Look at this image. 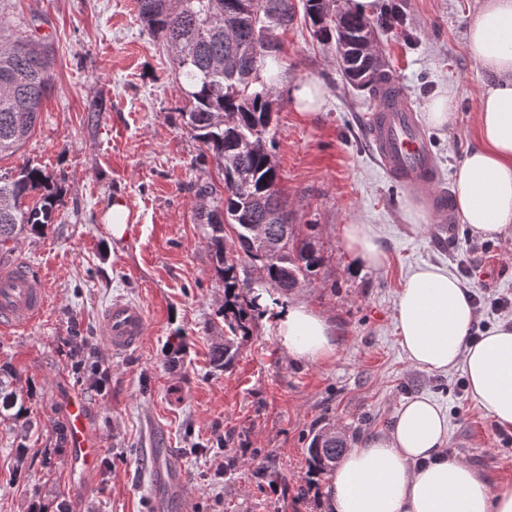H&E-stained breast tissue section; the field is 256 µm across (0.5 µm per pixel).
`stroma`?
Masks as SVG:
<instances>
[{"mask_svg": "<svg viewBox=\"0 0 512 512\" xmlns=\"http://www.w3.org/2000/svg\"><path fill=\"white\" fill-rule=\"evenodd\" d=\"M304 3L293 0L292 24L272 32L281 48L272 154L290 221L323 263L309 282L268 294L331 314L336 352L319 363L288 359L271 318L250 305L259 267L239 256L238 305L248 333L235 340L232 366L218 370L210 354L229 333L224 281L200 227L195 189L219 174L184 124L162 44L141 30L136 0H0L11 32L44 39L54 59L40 122L20 151L0 160V174L40 168L61 196L44 234L0 248V264L26 262L50 295L37 324L0 332V365L21 373L32 423L25 432L0 423V512H149L142 480L150 448L182 461L187 512H325L330 475L311 472L313 434L331 428L363 440L420 395L448 415L449 457L480 470L489 487L512 481V429L496 427L469 391L459 390L461 368L430 373L412 366L395 329L397 294L424 263L457 274L471 267L464 288L512 297V236L483 239L470 251L475 235L466 224L437 230L419 197L386 177L360 125L376 100L345 80L335 42L313 37ZM481 3L381 0L382 9L399 7L403 20L375 30V49L415 106L454 94L453 122L427 130L450 188L476 142L481 68L467 52L465 32ZM306 80L325 89L320 112L301 113L291 101V87ZM95 102L101 111H91ZM116 198L129 213L119 240L108 220ZM347 224L372 227L387 254L383 268L353 270L342 235ZM115 298L148 314L142 345L117 357L98 325ZM176 335L186 351L174 362L165 347ZM75 349L105 369V391H97L91 373L73 372ZM74 392L90 407V432L102 450L85 495L73 492L69 448L52 430Z\"/></svg>", "mask_w": 512, "mask_h": 512, "instance_id": "35a3bbf8", "label": "stroma"}]
</instances>
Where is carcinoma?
<instances>
[{
	"label": "carcinoma",
	"mask_w": 512,
	"mask_h": 512,
	"mask_svg": "<svg viewBox=\"0 0 512 512\" xmlns=\"http://www.w3.org/2000/svg\"><path fill=\"white\" fill-rule=\"evenodd\" d=\"M137 21L162 41L176 75L185 124L211 154L224 183L196 185L197 196L211 205L201 209L203 233L214 250L224 279V292L237 287L235 268L225 264L224 224L233 227L231 246L259 263L262 287L282 293L310 280L322 265L314 246L299 238L281 206L278 173L272 160V90L261 75L264 60L278 49L270 28L293 20L292 0H136ZM313 35L319 40L373 33L369 19L345 12L335 24L326 18L321 0H305ZM347 81L377 94L387 72L364 55L343 69ZM52 87L48 46L28 36L0 33V158L15 154L35 131L44 98ZM51 177L26 166L0 176V246L19 236L40 234L52 223L58 203ZM43 188L33 205L23 206L32 191ZM235 357L234 340L212 347L214 367H227ZM15 371L0 368V421L29 427L26 398ZM348 447L345 435L315 433L308 449L312 471L335 466Z\"/></svg>",
	"instance_id": "1"
}]
</instances>
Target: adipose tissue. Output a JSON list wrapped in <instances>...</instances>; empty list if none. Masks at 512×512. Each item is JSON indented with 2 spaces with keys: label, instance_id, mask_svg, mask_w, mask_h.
<instances>
[{
  "label": "adipose tissue",
  "instance_id": "adipose-tissue-1",
  "mask_svg": "<svg viewBox=\"0 0 512 512\" xmlns=\"http://www.w3.org/2000/svg\"><path fill=\"white\" fill-rule=\"evenodd\" d=\"M470 56L481 66L475 127L479 143L457 176L455 205L470 229L512 234V0H485L466 31ZM354 268L384 266L385 250L370 225L343 228ZM476 320L458 277L423 264L400 290L396 329L414 367L462 368L472 397L501 428H512V325L477 342ZM277 340L289 359L317 362L336 351V324L305 303L278 307ZM448 416L426 396L404 402L390 428L351 443L327 486V512H512V483L488 489L475 467L444 452Z\"/></svg>",
  "mask_w": 512,
  "mask_h": 512
}]
</instances>
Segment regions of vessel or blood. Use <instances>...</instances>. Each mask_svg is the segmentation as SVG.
Segmentation results:
<instances>
[{"label":"vessel or blood","instance_id":"1","mask_svg":"<svg viewBox=\"0 0 512 512\" xmlns=\"http://www.w3.org/2000/svg\"><path fill=\"white\" fill-rule=\"evenodd\" d=\"M378 107L371 112L365 129L372 151L384 174L417 193L438 224L458 221L449 194L443 186L430 141L420 125L416 109L403 89L377 96ZM48 290L40 275L22 263L0 267V328L22 329L44 312ZM101 331L119 355L137 347L147 331L145 309L122 298L112 300L101 316ZM69 433L68 467L78 474V489L88 492V479L95 474L101 450L89 435V408L80 394H71L64 410ZM151 500L154 512H184L189 488L186 471L168 453L151 449Z\"/></svg>","mask_w":512,"mask_h":512}]
</instances>
